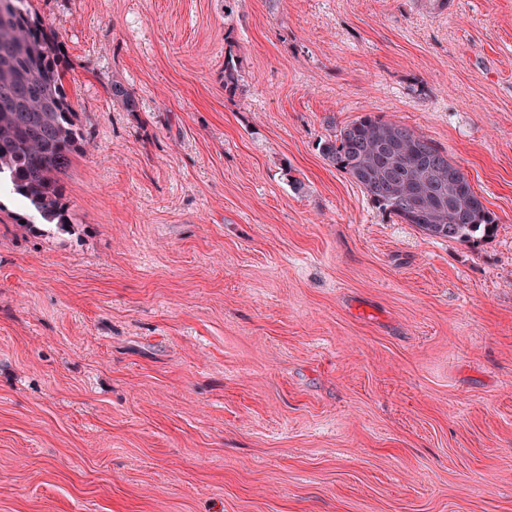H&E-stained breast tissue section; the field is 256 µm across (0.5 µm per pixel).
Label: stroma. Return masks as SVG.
<instances>
[{
  "label": "stroma",
  "mask_w": 512,
  "mask_h": 512,
  "mask_svg": "<svg viewBox=\"0 0 512 512\" xmlns=\"http://www.w3.org/2000/svg\"><path fill=\"white\" fill-rule=\"evenodd\" d=\"M32 3L87 144L71 233L0 197V512H512V0ZM367 113L492 232L328 164ZM241 69L242 63L239 57L230 49L225 53L224 68L221 71V79L226 91L234 92L239 88L242 78ZM320 150L378 208L430 236L466 242L495 224L448 154L408 126L364 115L326 137Z\"/></svg>",
  "instance_id": "stroma-1"
}]
</instances>
